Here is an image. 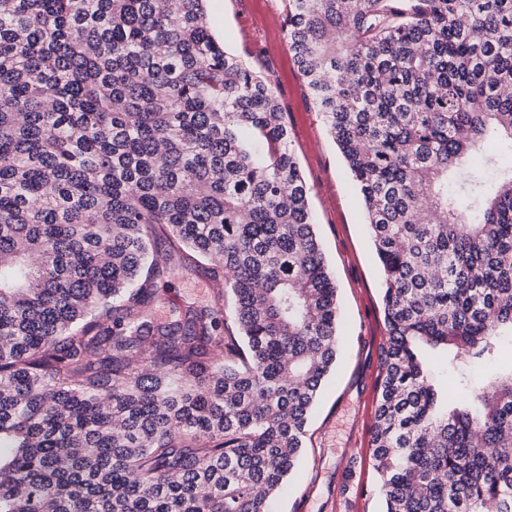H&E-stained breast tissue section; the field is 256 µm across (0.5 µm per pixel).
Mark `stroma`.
I'll use <instances>...</instances> for the list:
<instances>
[{
	"instance_id": "stroma-1",
	"label": "stroma",
	"mask_w": 512,
	"mask_h": 512,
	"mask_svg": "<svg viewBox=\"0 0 512 512\" xmlns=\"http://www.w3.org/2000/svg\"><path fill=\"white\" fill-rule=\"evenodd\" d=\"M269 3L284 12V0H215L212 24L227 50L274 71L280 81L292 148L309 187L340 307L336 367L314 409L303 463L279 496L276 512H381L368 447L385 341L380 267L358 191L321 115L309 103L293 53L281 44L277 27L266 29L257 22ZM167 253V242L158 241L161 320L186 301L208 302L215 287L206 264H187Z\"/></svg>"
}]
</instances>
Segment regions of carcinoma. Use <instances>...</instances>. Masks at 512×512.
I'll list each match as a JSON object with an SVG mask.
<instances>
[{
  "instance_id": "carcinoma-1",
  "label": "carcinoma",
  "mask_w": 512,
  "mask_h": 512,
  "mask_svg": "<svg viewBox=\"0 0 512 512\" xmlns=\"http://www.w3.org/2000/svg\"><path fill=\"white\" fill-rule=\"evenodd\" d=\"M203 2L0 0V512H272L298 466L337 288ZM286 12L381 270L382 512H512V0ZM162 235L217 293L159 322Z\"/></svg>"
}]
</instances>
